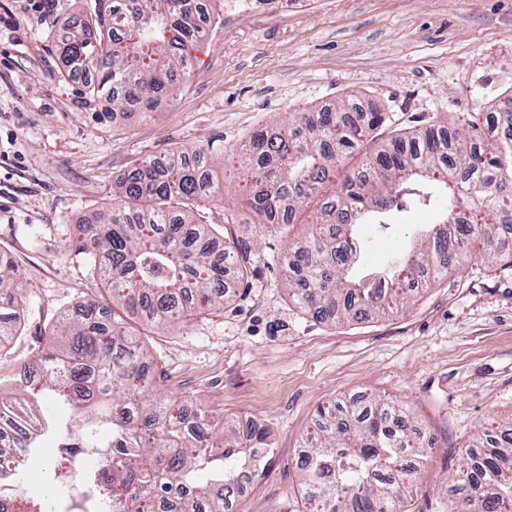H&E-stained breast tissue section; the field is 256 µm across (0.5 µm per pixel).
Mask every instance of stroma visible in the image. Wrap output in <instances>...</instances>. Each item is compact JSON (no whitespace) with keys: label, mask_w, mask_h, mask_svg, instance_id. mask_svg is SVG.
Here are the masks:
<instances>
[{"label":"stroma","mask_w":512,"mask_h":512,"mask_svg":"<svg viewBox=\"0 0 512 512\" xmlns=\"http://www.w3.org/2000/svg\"><path fill=\"white\" fill-rule=\"evenodd\" d=\"M0 0V263L20 273L24 311L0 347V399L19 397L21 370L37 358L68 308L103 299L104 284L69 242L76 225L111 211L134 164L199 149L216 191L199 202L217 247L247 252L231 298L176 324L141 327L159 372L155 394L261 424L273 452L234 512H308L297 466L320 407L362 395L404 408L432 443L412 512H448L447 482L481 424L512 417V268L477 247L459 270L420 290L410 306L336 324L288 297L278 260L288 237L247 209L239 161L254 131L289 114L322 112L359 97L387 112L359 149L370 155L433 125L460 128L469 112L501 111L512 98V0H298L286 12L212 8L216 25L187 51L188 68L154 112H113L65 76L53 26L91 0ZM409 213L387 232L370 227L367 261L398 250ZM53 436L19 492L42 493L60 464Z\"/></svg>","instance_id":"obj_1"}]
</instances>
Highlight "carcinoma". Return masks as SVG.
<instances>
[{
    "label": "carcinoma",
    "instance_id": "carcinoma-1",
    "mask_svg": "<svg viewBox=\"0 0 512 512\" xmlns=\"http://www.w3.org/2000/svg\"><path fill=\"white\" fill-rule=\"evenodd\" d=\"M205 0H94L90 16L60 26L54 45L66 72L90 67L92 100L114 112H151L185 74L189 45L201 40ZM385 121L378 109L348 104L335 112H297L284 136L254 132L247 142L246 205L284 230L307 226L305 243L288 253L289 298L320 320L364 313L385 316L406 305L411 273L435 280L475 239L512 225V112H469L464 129L429 128L364 158L336 184V162L357 150L364 133ZM215 192L201 153L144 160L122 181L124 200L98 224L76 226L70 241L105 283L108 301L89 300L62 316L33 366L41 375L30 396L5 402L13 435L0 431V484L18 481L12 449H30L49 427L37 398L54 393L73 407L71 436L107 452L85 473L103 512H226L239 479L265 470L272 442L253 424L213 431L203 409L149 398L156 370L141 333L117 310L164 325L224 301L228 272L246 268L229 248L213 255L202 242L215 228L196 219V204ZM314 203L311 219L302 208ZM433 207L431 224L414 226L402 250L376 270H360L365 240L358 228L387 226L411 208ZM18 270L0 267V336H10L23 308ZM344 419L323 409L299 466L314 512H408L424 459L420 437L395 405L376 399ZM503 430H481L483 448L462 457L452 477L448 512H512V484L496 479L512 465V418Z\"/></svg>",
    "mask_w": 512,
    "mask_h": 512
}]
</instances>
